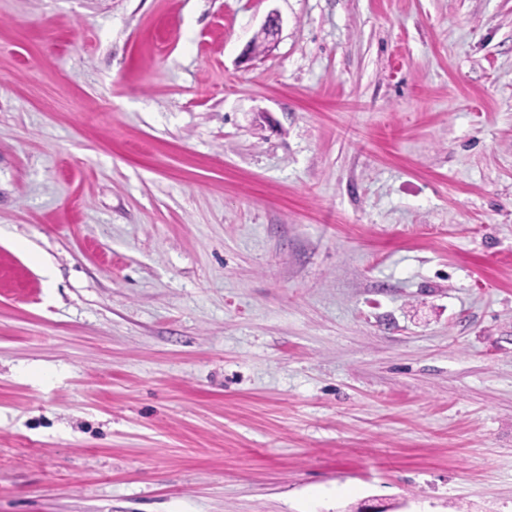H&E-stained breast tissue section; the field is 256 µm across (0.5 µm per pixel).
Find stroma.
Instances as JSON below:
<instances>
[{
	"instance_id": "stroma-1",
	"label": "stroma",
	"mask_w": 512,
	"mask_h": 512,
	"mask_svg": "<svg viewBox=\"0 0 512 512\" xmlns=\"http://www.w3.org/2000/svg\"><path fill=\"white\" fill-rule=\"evenodd\" d=\"M365 500L512 512V0H0V512Z\"/></svg>"
}]
</instances>
